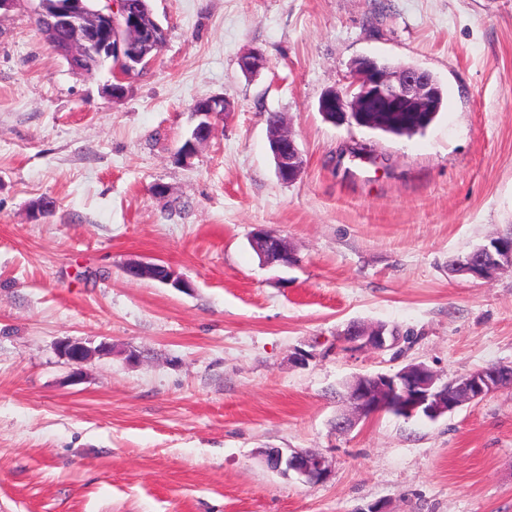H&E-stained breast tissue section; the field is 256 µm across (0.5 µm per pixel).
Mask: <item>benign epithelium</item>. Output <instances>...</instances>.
Segmentation results:
<instances>
[{
	"instance_id": "7a95c632",
	"label": "benign epithelium",
	"mask_w": 512,
	"mask_h": 512,
	"mask_svg": "<svg viewBox=\"0 0 512 512\" xmlns=\"http://www.w3.org/2000/svg\"><path fill=\"white\" fill-rule=\"evenodd\" d=\"M31 12L35 22L65 35L62 54L69 64L88 55L109 56L115 79L112 91L116 94L128 74L149 66L166 40L165 29L148 15L145 6L131 7L127 0H33ZM239 67L248 76L257 75L268 67V60L261 50L251 49L240 56ZM441 102L442 87L431 72L362 56L350 65L349 90L326 93L319 101V112L335 117L337 122L352 118L360 126L402 135L429 125L440 112ZM232 111L233 103L224 98L196 100L191 113L197 123L184 153L190 155L208 143L215 135L216 121ZM270 136L278 178L284 183L295 182L302 174L303 161L294 136L282 123L270 128ZM251 245L267 266L289 267L296 262L288 241L268 230H256ZM505 267L512 269V237L498 236L451 261L449 271L485 281ZM126 271L134 279H154L176 289L189 287L171 266L133 259L127 262ZM343 336L351 348L370 347L382 352L396 348L401 341L397 330L383 323H352ZM57 349L74 382L81 379L93 355L109 352L105 343L93 350L70 339L59 341ZM507 377H512L511 366H493L443 382L422 363H409L392 373L354 375L342 384L351 411L336 417V430L350 431L361 419L386 411L406 419L418 415L435 421L504 388L502 382ZM261 458L271 471L283 476L294 473L310 485L331 475L327 457L311 450L288 453L267 448Z\"/></svg>"
}]
</instances>
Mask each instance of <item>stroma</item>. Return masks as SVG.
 Instances as JSON below:
<instances>
[{
  "mask_svg": "<svg viewBox=\"0 0 512 512\" xmlns=\"http://www.w3.org/2000/svg\"><path fill=\"white\" fill-rule=\"evenodd\" d=\"M150 6L166 42L118 98L27 10L0 16V512H512V386L435 421L335 427L352 375L512 365V270L448 272L512 232V0ZM251 48L269 67L247 77ZM364 55L436 76L444 105L424 132L324 120L321 96L347 91ZM210 96L234 110L183 157ZM270 112L304 161L291 184ZM354 143L376 163L339 160ZM259 227L294 266L262 265ZM141 258L190 289L130 278ZM353 322L403 340L351 349ZM63 339L112 349L74 384ZM263 448L318 451L332 474L281 476Z\"/></svg>",
  "mask_w": 512,
  "mask_h": 512,
  "instance_id": "obj_1",
  "label": "stroma"
}]
</instances>
